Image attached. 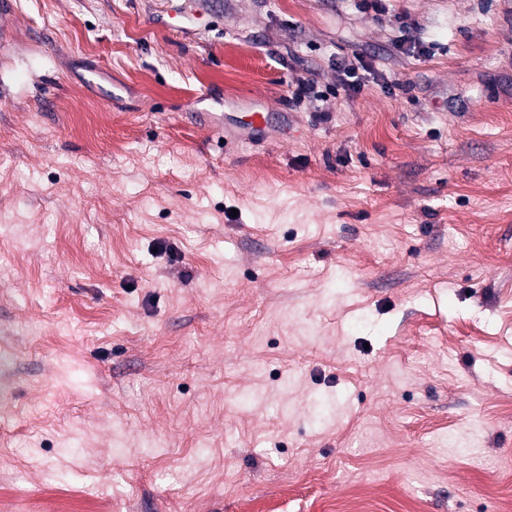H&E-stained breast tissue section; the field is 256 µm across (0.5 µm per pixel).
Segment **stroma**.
<instances>
[{"label":"stroma","mask_w":512,"mask_h":512,"mask_svg":"<svg viewBox=\"0 0 512 512\" xmlns=\"http://www.w3.org/2000/svg\"><path fill=\"white\" fill-rule=\"evenodd\" d=\"M16 6L0 512H512V0Z\"/></svg>","instance_id":"35a3bbf8"}]
</instances>
